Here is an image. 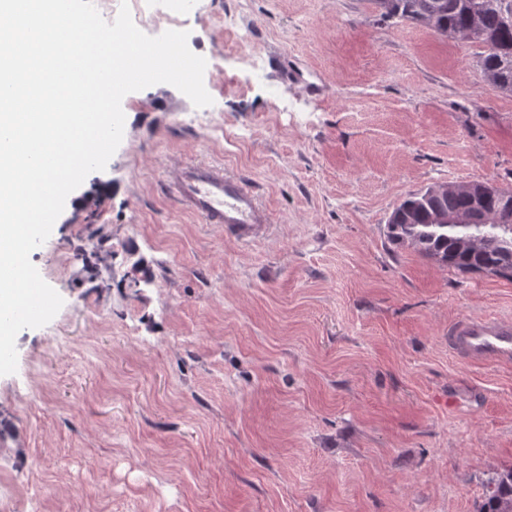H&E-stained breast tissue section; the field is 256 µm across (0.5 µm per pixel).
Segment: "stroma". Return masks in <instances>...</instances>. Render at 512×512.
Returning a JSON list of instances; mask_svg holds the SVG:
<instances>
[{"label":"stroma","mask_w":512,"mask_h":512,"mask_svg":"<svg viewBox=\"0 0 512 512\" xmlns=\"http://www.w3.org/2000/svg\"><path fill=\"white\" fill-rule=\"evenodd\" d=\"M185 3L215 109L164 83L127 94L106 169L32 252L64 304L0 376V501L479 512L512 468V365L460 361L448 329L512 318V280L393 244L388 221L434 185L512 187V95L479 42L373 0ZM202 160L252 185L262 235L175 203L178 165ZM92 243L107 262L82 258Z\"/></svg>","instance_id":"obj_1"}]
</instances>
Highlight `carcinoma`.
Returning <instances> with one entry per match:
<instances>
[{"label":"carcinoma","instance_id":"carcinoma-1","mask_svg":"<svg viewBox=\"0 0 512 512\" xmlns=\"http://www.w3.org/2000/svg\"><path fill=\"white\" fill-rule=\"evenodd\" d=\"M388 18L422 24L446 37L468 38L479 31L485 51L481 68L485 80L512 94V75L504 64L512 60V0H373ZM512 204V189L489 183L440 185L409 194L388 222L390 239L409 246L461 274L489 273L512 279V229L444 224L446 216L493 219L504 204ZM480 512L512 508V469L502 472Z\"/></svg>","mask_w":512,"mask_h":512}]
</instances>
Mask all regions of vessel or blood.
Returning a JSON list of instances; mask_svg holds the SVG:
<instances>
[{
    "label": "vessel or blood",
    "mask_w": 512,
    "mask_h": 512,
    "mask_svg": "<svg viewBox=\"0 0 512 512\" xmlns=\"http://www.w3.org/2000/svg\"><path fill=\"white\" fill-rule=\"evenodd\" d=\"M174 187L177 203L204 223L221 224L243 236L269 221L241 178L210 164L180 168ZM448 347L467 363L511 365L512 320L476 317L456 321L448 331Z\"/></svg>",
    "instance_id": "vessel-or-blood-1"
}]
</instances>
